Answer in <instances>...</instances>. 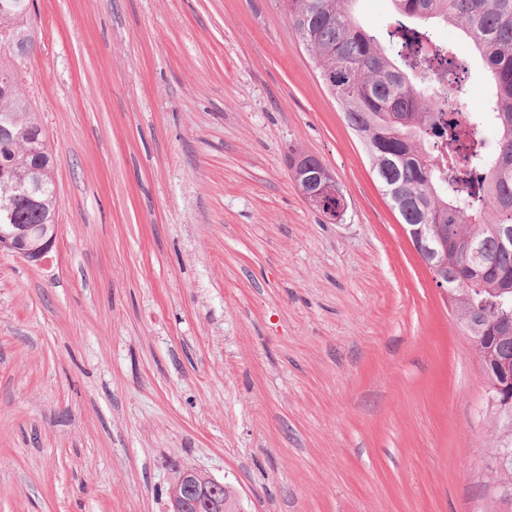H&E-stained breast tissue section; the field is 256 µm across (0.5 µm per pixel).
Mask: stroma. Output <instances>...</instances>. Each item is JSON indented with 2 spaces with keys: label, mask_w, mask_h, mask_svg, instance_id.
<instances>
[{
  "label": "stroma",
  "mask_w": 512,
  "mask_h": 512,
  "mask_svg": "<svg viewBox=\"0 0 512 512\" xmlns=\"http://www.w3.org/2000/svg\"><path fill=\"white\" fill-rule=\"evenodd\" d=\"M34 8L60 234L0 250V512H170L183 466L242 512H503L480 361L277 0ZM321 167V163L314 158L312 155H308L305 153H299L294 152L290 156H288V168L290 170H293L296 174L300 176V182H302V178L306 176L308 179V183L310 186L315 185V181L317 180L314 176L318 177V186L317 189H315L313 192L320 193L319 196H322L323 191H321V174L317 172H312L315 168ZM305 172H308L307 174H304ZM310 173V174H309ZM314 177V178H313ZM300 188V191L302 190L300 187V182L295 180Z\"/></svg>",
  "instance_id": "stroma-1"
}]
</instances>
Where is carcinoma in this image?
<instances>
[{
  "mask_svg": "<svg viewBox=\"0 0 512 512\" xmlns=\"http://www.w3.org/2000/svg\"><path fill=\"white\" fill-rule=\"evenodd\" d=\"M279 2L411 241L448 247L443 288L458 324L480 339L496 426L494 491L512 506V380L500 369L512 365V0H392L406 24L389 32V42L355 21V0ZM432 22L461 29L481 59L491 89L485 111L473 113L459 99L446 47L420 50ZM37 38L30 0H0V224L57 220L52 149L24 90ZM486 126L495 139L477 134ZM320 166L305 153L288 156L300 176ZM24 185L33 199L16 191ZM345 206L339 191L315 204L339 220ZM209 501L207 512H240L227 485Z\"/></svg>",
  "mask_w": 512,
  "mask_h": 512,
  "instance_id": "cac0c4a2",
  "label": "carcinoma"
}]
</instances>
